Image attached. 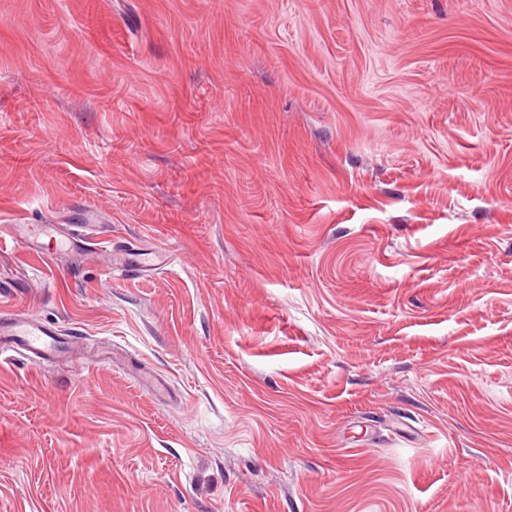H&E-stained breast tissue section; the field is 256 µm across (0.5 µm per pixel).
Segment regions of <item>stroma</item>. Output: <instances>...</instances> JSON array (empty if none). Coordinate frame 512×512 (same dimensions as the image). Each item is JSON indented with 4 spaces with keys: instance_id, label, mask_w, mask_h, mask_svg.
I'll return each mask as SVG.
<instances>
[{
    "instance_id": "35a3bbf8",
    "label": "stroma",
    "mask_w": 512,
    "mask_h": 512,
    "mask_svg": "<svg viewBox=\"0 0 512 512\" xmlns=\"http://www.w3.org/2000/svg\"><path fill=\"white\" fill-rule=\"evenodd\" d=\"M90 220L0 512H512V0H0V225Z\"/></svg>"
}]
</instances>
